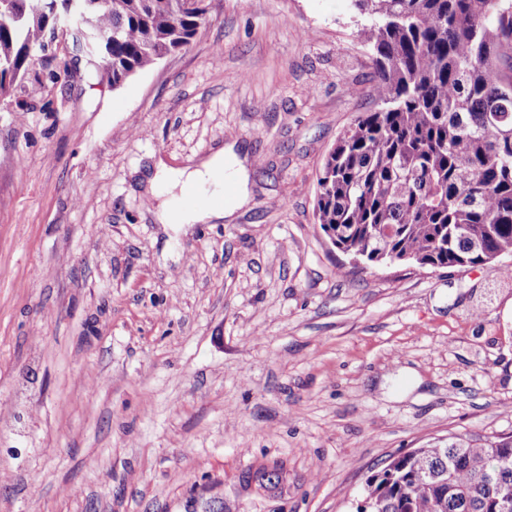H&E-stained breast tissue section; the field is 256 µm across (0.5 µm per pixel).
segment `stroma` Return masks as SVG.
I'll use <instances>...</instances> for the list:
<instances>
[{
  "label": "stroma",
  "instance_id": "35a3bbf8",
  "mask_svg": "<svg viewBox=\"0 0 512 512\" xmlns=\"http://www.w3.org/2000/svg\"><path fill=\"white\" fill-rule=\"evenodd\" d=\"M352 0H209L113 87L60 48L0 98V512H356L392 458L512 435V279L359 267L315 215L376 106ZM227 146L247 203L141 180Z\"/></svg>",
  "mask_w": 512,
  "mask_h": 512
}]
</instances>
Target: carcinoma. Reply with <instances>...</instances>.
Listing matches in <instances>:
<instances>
[{
    "label": "carcinoma",
    "instance_id": "carcinoma-1",
    "mask_svg": "<svg viewBox=\"0 0 512 512\" xmlns=\"http://www.w3.org/2000/svg\"><path fill=\"white\" fill-rule=\"evenodd\" d=\"M377 71L380 107L360 113L319 178L318 223L370 266L476 267L512 255V0H353ZM55 0L0 10V95L35 64ZM207 0H91L112 85L188 46ZM512 435L448 437L367 476L379 512H500Z\"/></svg>",
    "mask_w": 512,
    "mask_h": 512
}]
</instances>
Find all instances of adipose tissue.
<instances>
[{
    "mask_svg": "<svg viewBox=\"0 0 512 512\" xmlns=\"http://www.w3.org/2000/svg\"><path fill=\"white\" fill-rule=\"evenodd\" d=\"M236 157L226 156L224 150L215 151L212 156L196 166L172 169L164 162H157L156 171L149 177V186L165 185L169 190H186L193 187L214 197L224 194L225 181H237Z\"/></svg>",
    "mask_w": 512,
    "mask_h": 512,
    "instance_id": "obj_1",
    "label": "adipose tissue"
}]
</instances>
